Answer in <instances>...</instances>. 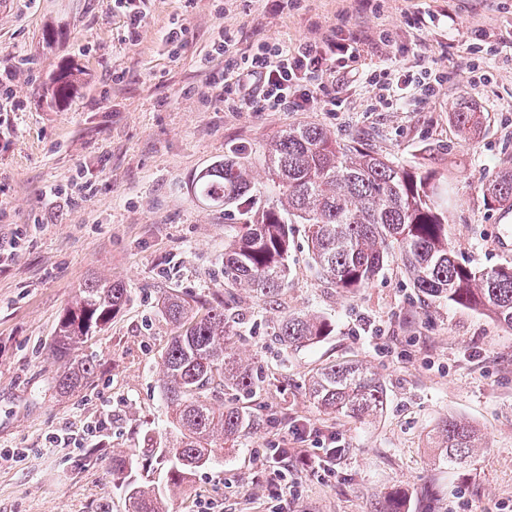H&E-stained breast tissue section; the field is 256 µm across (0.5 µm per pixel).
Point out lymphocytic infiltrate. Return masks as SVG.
<instances>
[{
    "label": "lymphocytic infiltrate",
    "mask_w": 512,
    "mask_h": 512,
    "mask_svg": "<svg viewBox=\"0 0 512 512\" xmlns=\"http://www.w3.org/2000/svg\"><path fill=\"white\" fill-rule=\"evenodd\" d=\"M350 50L349 43L331 34L289 45L263 43L242 53V67L211 73L205 97L222 102L230 112L303 111L312 104L332 112L335 96L314 98L303 81L310 74L335 72L337 57L349 55Z\"/></svg>",
    "instance_id": "lymphocytic-infiltrate-1"
}]
</instances>
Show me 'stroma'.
I'll return each instance as SVG.
<instances>
[{"instance_id": "obj_1", "label": "stroma", "mask_w": 512, "mask_h": 512, "mask_svg": "<svg viewBox=\"0 0 512 512\" xmlns=\"http://www.w3.org/2000/svg\"><path fill=\"white\" fill-rule=\"evenodd\" d=\"M129 40L113 0H0V512H124L116 454L141 455L169 428L160 391L174 328L158 303L176 294L198 314L224 305L234 350L262 383L246 402L252 421L233 450L198 470L169 512H512V330L480 311L418 296L399 263L354 294L319 278L308 228L290 227L288 285L263 302L224 279V239L236 206L198 200L191 182L229 149L250 153L265 181L262 145L309 122L354 138L408 168L429 169L449 193V235L460 262L512 260V207L484 199L481 176L512 165V0H147ZM64 31L47 44L46 26ZM185 30L178 49L162 39ZM354 42L356 60L325 77L336 109L228 112L204 102L206 58L227 35L224 63L264 42L327 33ZM79 69L71 100L47 84ZM429 68L435 96L383 97L365 68ZM483 115L462 139L450 115ZM72 199L49 203L46 186ZM98 277L128 300L84 349L96 370L73 396L55 392L57 323L76 288ZM328 318L334 332L281 346L280 319ZM359 362L381 379L376 418L328 415L309 397L319 368ZM472 425L479 448L460 468L434 462L444 420ZM300 424L302 435L291 434ZM342 448L328 478L295 474L275 497L261 479L266 449Z\"/></svg>"}]
</instances>
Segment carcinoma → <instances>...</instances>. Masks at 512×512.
Segmentation results:
<instances>
[{"instance_id": "obj_1", "label": "carcinoma", "mask_w": 512, "mask_h": 512, "mask_svg": "<svg viewBox=\"0 0 512 512\" xmlns=\"http://www.w3.org/2000/svg\"><path fill=\"white\" fill-rule=\"evenodd\" d=\"M74 82L72 69L63 67L48 91L53 99L64 100ZM482 119L480 112L452 113L466 137L478 131ZM264 163L267 182H254L249 154L234 149L194 178L197 198L218 206L236 204L244 215V223L224 243L225 280L264 299L277 297L288 283L289 225L305 224L316 270L342 291H359L389 263L399 262L417 294L479 310L512 330V262L480 268L459 261L448 236V206L433 172L406 169L365 143L340 141L315 124L277 133L266 144ZM268 189L274 202L253 209V198ZM480 189L490 202L512 206V166L483 175ZM127 299L121 283L97 277L76 289L55 332L53 353L62 363L58 395L74 394L88 384L95 363L78 352ZM162 311L177 328L161 372L171 430L148 452L162 465L166 489L174 491L224 455L250 425L245 407L227 405L223 396L231 390L248 398L259 377L232 351L233 325L224 308L213 307L197 318L185 299L171 295ZM332 328L320 315L290 314L280 321L277 336L283 345L298 347ZM308 390L328 413L358 420L377 415L385 400L377 375L354 363L321 368ZM477 441L470 424L442 422L435 435L438 462L450 467L467 462ZM126 503L127 512H165L155 489L132 482Z\"/></svg>"}]
</instances>
